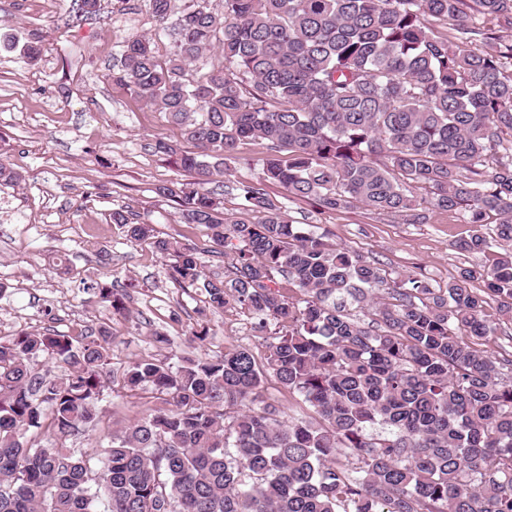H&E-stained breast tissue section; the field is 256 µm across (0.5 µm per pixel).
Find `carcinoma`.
I'll return each instance as SVG.
<instances>
[{
    "label": "carcinoma",
    "instance_id": "carcinoma-1",
    "mask_svg": "<svg viewBox=\"0 0 512 512\" xmlns=\"http://www.w3.org/2000/svg\"><path fill=\"white\" fill-rule=\"evenodd\" d=\"M144 3L155 36L125 40L105 78L191 145L154 141L190 175L155 193L211 231L224 276L129 210L110 222L174 257L171 280L208 308L232 303L275 332L261 359L238 347L131 362L121 389L156 404L97 466L73 443L99 425L112 327L0 340V512H512V358L478 347L496 334L486 297L512 317V0ZM257 140L258 176L236 186L256 220L238 221L210 184ZM22 181L0 159V186ZM271 185L320 212L460 214L475 226L460 251L500 250L466 274L486 296L391 277L294 223ZM84 290L126 310L105 283ZM40 358L64 373L36 372ZM271 378L304 417L262 400Z\"/></svg>",
    "mask_w": 512,
    "mask_h": 512
}]
</instances>
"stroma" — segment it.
Listing matches in <instances>:
<instances>
[{
  "label": "stroma",
  "mask_w": 512,
  "mask_h": 512,
  "mask_svg": "<svg viewBox=\"0 0 512 512\" xmlns=\"http://www.w3.org/2000/svg\"><path fill=\"white\" fill-rule=\"evenodd\" d=\"M72 7L73 0H0V157L26 178L23 187H0V337L33 330L74 336L107 324L117 374L139 359L200 357L239 346L263 354L264 339L249 316L230 307L200 316L199 290L169 278L172 257L127 241L110 223L112 210H131L159 236L200 250L210 269L221 268L208 252L206 229L180 223L174 203L154 192L184 173L150 145L162 137L184 146L180 130L104 78L121 43L154 32L155 24L141 0H97L95 11L70 26ZM37 40L46 50L28 61L22 47ZM286 207L296 221L395 277L413 274L443 286L494 258L456 249L473 227L445 212L405 224L359 206L322 214L300 200ZM99 248L109 253L108 265L99 263ZM52 253L65 258L68 273L50 267ZM91 280L127 291L126 312L90 299L83 284ZM199 322L210 329L202 346L189 340ZM156 331L166 343L153 342ZM149 405L120 387L105 390L99 434L124 429Z\"/></svg>",
  "instance_id": "obj_1"
}]
</instances>
